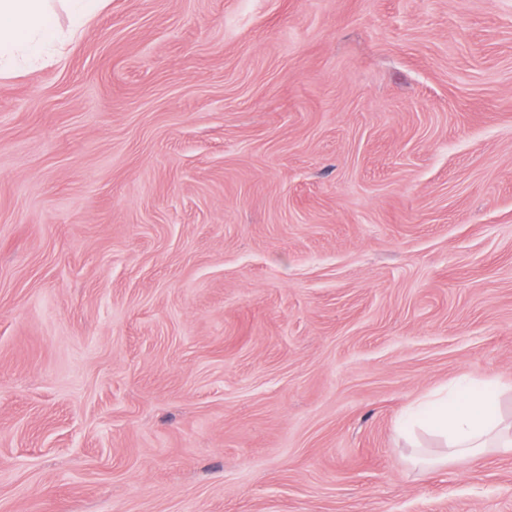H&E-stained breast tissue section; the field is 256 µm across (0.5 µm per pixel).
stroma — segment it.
<instances>
[{"mask_svg": "<svg viewBox=\"0 0 512 512\" xmlns=\"http://www.w3.org/2000/svg\"><path fill=\"white\" fill-rule=\"evenodd\" d=\"M512 0H106L0 75V512H512ZM498 398L492 381L477 389H457L439 400L431 412L423 415L425 423L438 431L446 441L447 453L442 461L467 458L480 462L486 448L512 451V433L500 427L497 416Z\"/></svg>", "mask_w": 512, "mask_h": 512, "instance_id": "35a3bbf8", "label": "stroma"}]
</instances>
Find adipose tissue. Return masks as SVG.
Instances as JSON below:
<instances>
[{
    "label": "adipose tissue",
    "mask_w": 512,
    "mask_h": 512,
    "mask_svg": "<svg viewBox=\"0 0 512 512\" xmlns=\"http://www.w3.org/2000/svg\"><path fill=\"white\" fill-rule=\"evenodd\" d=\"M101 0H0V69L18 58L39 55L57 39L51 17L63 6L77 26H84ZM493 382L477 389H457L439 400L425 423L438 431L447 445V458L481 461L486 449L512 451V429L500 426Z\"/></svg>",
    "instance_id": "obj_1"
}]
</instances>
